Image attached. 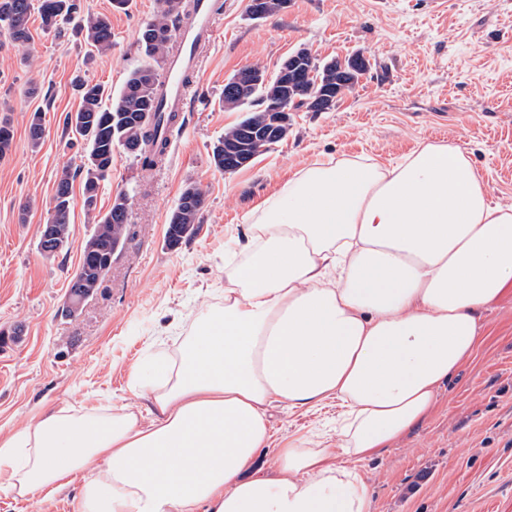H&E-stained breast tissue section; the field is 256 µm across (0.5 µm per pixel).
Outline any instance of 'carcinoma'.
Listing matches in <instances>:
<instances>
[{
    "mask_svg": "<svg viewBox=\"0 0 512 512\" xmlns=\"http://www.w3.org/2000/svg\"><path fill=\"white\" fill-rule=\"evenodd\" d=\"M287 0H250V13L263 18L286 7ZM193 0H161L157 17L143 25L137 34L138 42L150 62L132 70L117 93L107 90L99 83L78 79L75 87L80 97V107L66 116V127L86 140L88 155L79 168L83 175V205L93 220V231L85 248L108 254L121 249L125 232L115 234L112 229L127 224L128 209L112 204L103 214L96 211L100 185L112 172V152L117 145L139 160L142 167L151 169L161 161L164 150L157 137L159 126L155 112L160 103V74L154 62L166 59L172 32L187 19ZM37 11L42 26L47 30H59L63 25L76 22V28L84 40L99 51L112 48V27L105 16L77 17L75 0H0V26L5 28L13 42L25 46L29 39L28 23L32 11ZM302 74L288 91V102L296 109L301 107L312 112H325L335 105H317L310 102L313 94L322 92L327 97L335 95L336 80L348 74V88H353L369 69V60L358 54L343 60L331 59L316 62L309 53L303 55ZM232 83L224 85V108L244 110L247 115L235 126L224 131L223 137L213 144L211 156L216 169L224 170V140L240 139L246 128H258L273 137V140L251 145V153L258 155L288 136V127L274 124L275 116L269 113L266 100L267 88L258 84L245 98L229 94ZM73 174L64 169L57 177L56 189L46 223L55 225L58 250H63L70 237V211L72 206ZM202 191L196 185L186 186L168 218L166 241L171 249L178 248L185 239L193 235L200 221L202 202L197 197ZM98 271L81 262L69 281V287H85L94 291L99 287Z\"/></svg>",
    "mask_w": 512,
    "mask_h": 512,
    "instance_id": "1",
    "label": "carcinoma"
}]
</instances>
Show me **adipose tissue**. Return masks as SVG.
<instances>
[{"label": "adipose tissue", "mask_w": 512, "mask_h": 512, "mask_svg": "<svg viewBox=\"0 0 512 512\" xmlns=\"http://www.w3.org/2000/svg\"><path fill=\"white\" fill-rule=\"evenodd\" d=\"M224 304L131 377L147 410L38 413L0 437V487L78 512H372L354 461L422 423L512 292V205L456 147L294 175L235 239ZM336 401L335 443L273 438L268 407ZM273 470L256 466L260 449Z\"/></svg>", "instance_id": "ef3b65f1"}]
</instances>
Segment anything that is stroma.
I'll list each match as a JSON object with an SVG mask.
<instances>
[{
	"mask_svg": "<svg viewBox=\"0 0 512 512\" xmlns=\"http://www.w3.org/2000/svg\"><path fill=\"white\" fill-rule=\"evenodd\" d=\"M107 16L112 48L89 53L72 30L29 21L18 47L0 35V122L13 131L0 158V435L20 431L45 408L137 403L132 367L172 352L194 315L221 304L232 235L297 172L318 163L370 158L393 163L423 143L458 147L492 204H512V0H288L254 19L250 0H224L212 44L201 54L189 110L164 161L152 171L122 148L102 182L97 208L129 198L121 255L74 314L62 311L93 225L77 171L86 145L65 116L80 98L75 78L119 90L146 57L139 27L159 0H78ZM326 61L362 53L371 68L326 112H291L283 141L233 173L217 170L211 146L242 117L224 109V82L259 66L275 73L297 49ZM45 128L32 146L28 127ZM74 171L70 238L55 256L38 248L62 169ZM204 193L200 224L178 249L166 240L183 188ZM486 341L442 389L434 411L381 456L357 462L373 512H512V295L482 313ZM270 406L275 436L305 434L335 419ZM74 492L46 501L0 489V512H77Z\"/></svg>",
	"mask_w": 512,
	"mask_h": 512,
	"instance_id": "stroma-1",
	"label": "stroma"
}]
</instances>
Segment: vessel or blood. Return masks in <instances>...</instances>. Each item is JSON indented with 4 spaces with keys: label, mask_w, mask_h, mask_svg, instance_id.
Returning a JSON list of instances; mask_svg holds the SVG:
<instances>
[{
    "label": "vessel or blood",
    "mask_w": 512,
    "mask_h": 512,
    "mask_svg": "<svg viewBox=\"0 0 512 512\" xmlns=\"http://www.w3.org/2000/svg\"><path fill=\"white\" fill-rule=\"evenodd\" d=\"M216 16L213 0H197L193 16L180 26V48L168 59L162 76L164 96L159 113L163 117L185 111L189 100L187 78L197 67L200 48L214 39Z\"/></svg>",
    "instance_id": "obj_1"
}]
</instances>
